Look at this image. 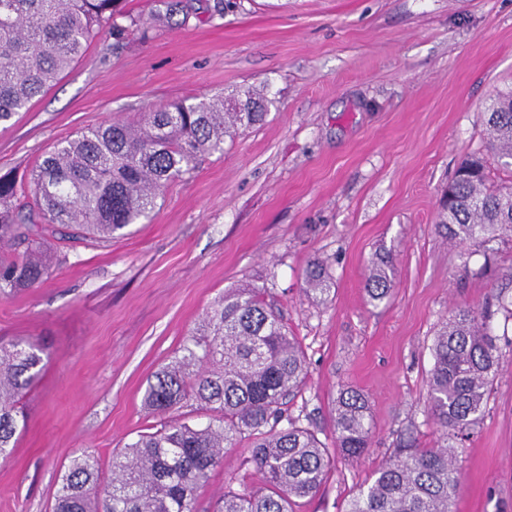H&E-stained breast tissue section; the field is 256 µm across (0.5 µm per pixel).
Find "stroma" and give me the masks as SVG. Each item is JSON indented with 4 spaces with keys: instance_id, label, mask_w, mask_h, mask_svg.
Returning a JSON list of instances; mask_svg holds the SVG:
<instances>
[{
    "instance_id": "35a3bbf8",
    "label": "stroma",
    "mask_w": 512,
    "mask_h": 512,
    "mask_svg": "<svg viewBox=\"0 0 512 512\" xmlns=\"http://www.w3.org/2000/svg\"><path fill=\"white\" fill-rule=\"evenodd\" d=\"M193 0L160 25V0H126L137 31L94 40L31 109L0 123V175H30L59 140L180 98L273 104L263 123L171 182L148 220L111 241L66 242L56 227L47 278L0 298V339L35 340L44 368L18 402L26 421L0 464V512H50L72 459L112 454L154 424L142 397L221 292L260 288L282 308L307 360L288 414L333 447V400L369 399L371 448L337 457L294 512H345L360 486L409 445L439 436L426 380L440 321L457 306L494 311L499 371L470 436L449 437L461 469L457 512H512V242L454 247L436 228L462 159L511 175L486 147L490 95L512 85V0ZM390 252L389 303H368L372 255ZM327 263V301L305 296ZM245 448L228 451L197 499L260 488ZM305 285L304 291L307 295H314L322 300L328 298L335 283L327 264L319 261L313 263L306 272Z\"/></svg>"
}]
</instances>
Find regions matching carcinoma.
Wrapping results in <instances>:
<instances>
[{"instance_id":"1","label":"carcinoma","mask_w":512,"mask_h":512,"mask_svg":"<svg viewBox=\"0 0 512 512\" xmlns=\"http://www.w3.org/2000/svg\"><path fill=\"white\" fill-rule=\"evenodd\" d=\"M122 0H0V122L27 112L35 98L99 35L121 39L129 26ZM273 101L245 89L233 111L224 98L173 101L136 122L90 127L58 142L29 180L0 175V298L46 278L52 224L75 239L112 241V234L149 217L168 184L195 172L199 157L223 149L224 135L263 121ZM488 147L512 175V87L486 107ZM436 228L454 246L512 239V179L490 180L485 161L464 159L448 184ZM304 291L319 299L335 287L316 262ZM392 261L376 258L365 288L380 304L393 291ZM490 309L459 307L437 329L427 381L430 416L441 432L434 448H399L353 497L346 512H456L460 470L448 434L465 436L479 420L499 355ZM45 350L30 340H0V460L7 461L24 424L16 407L42 369ZM307 365L297 339L258 288H231L201 316L170 362L153 375L144 404L160 428L112 454L110 484L101 486L89 455L61 476L52 512H196V493L224 453L247 444L263 488L224 493L218 512H293L294 499L315 494L336 454L362 455L371 444L368 400L339 393L333 408L335 448L288 418L283 406L302 390ZM207 418L190 424L170 416L187 403ZM288 426L279 427L282 420Z\"/></svg>"}]
</instances>
